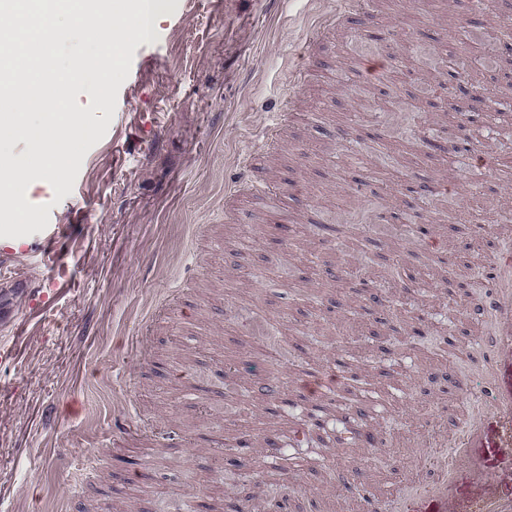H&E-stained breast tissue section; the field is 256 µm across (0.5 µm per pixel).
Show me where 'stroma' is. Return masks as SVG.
<instances>
[{
  "mask_svg": "<svg viewBox=\"0 0 512 512\" xmlns=\"http://www.w3.org/2000/svg\"><path fill=\"white\" fill-rule=\"evenodd\" d=\"M334 8L164 0L71 193H34L75 238L54 263L39 232L0 249L60 287L32 325L0 279V344L22 338L0 364V512H356L338 474L432 480L428 441L485 394L466 308L512 251V0H373L365 36L325 31L295 87ZM254 157L274 194L226 200ZM324 372L335 392L302 397ZM271 377L281 401L257 390ZM316 406L322 427L295 440Z\"/></svg>",
  "mask_w": 512,
  "mask_h": 512,
  "instance_id": "1",
  "label": "stroma"
}]
</instances>
